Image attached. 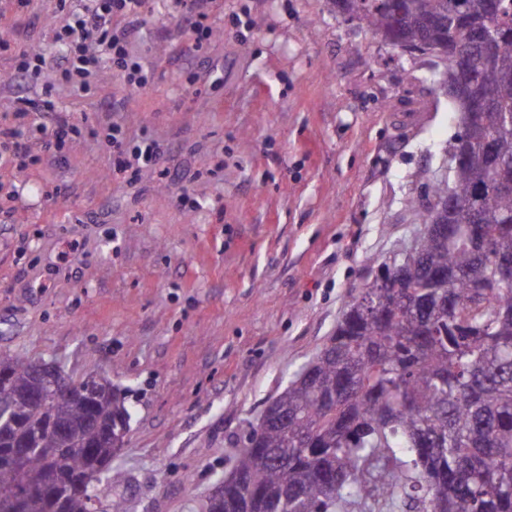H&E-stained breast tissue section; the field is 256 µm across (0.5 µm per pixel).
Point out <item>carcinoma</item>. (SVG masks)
Here are the masks:
<instances>
[{"mask_svg":"<svg viewBox=\"0 0 512 512\" xmlns=\"http://www.w3.org/2000/svg\"><path fill=\"white\" fill-rule=\"evenodd\" d=\"M342 2L389 42L459 50L463 81L451 181L429 189L411 255L385 262L347 302L323 349L279 394L234 456L205 512H347L355 500L407 512H512V9L500 0ZM484 113L480 125L466 121ZM0 512H89L60 473L90 491L122 481L112 458L129 431L125 395L93 381L92 405L61 395L18 403L36 378L0 355ZM31 449L23 473L3 461ZM40 493L24 494L25 487Z\"/></svg>","mask_w":512,"mask_h":512,"instance_id":"1","label":"carcinoma"}]
</instances>
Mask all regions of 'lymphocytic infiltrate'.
<instances>
[{
  "label": "lymphocytic infiltrate",
  "instance_id": "1",
  "mask_svg": "<svg viewBox=\"0 0 512 512\" xmlns=\"http://www.w3.org/2000/svg\"><path fill=\"white\" fill-rule=\"evenodd\" d=\"M148 4L149 0H89L87 6L70 11L63 25L53 30L58 43L65 45L66 50L60 62L51 66L42 54L19 47L14 38L0 37V51L11 52L19 59L13 82L20 86L30 82L42 84L46 97L39 109L57 115L51 133L44 136L45 151L59 153L66 140L78 132L67 117L58 113L59 105L52 96L56 87L71 86L90 93L95 75L107 67L118 70L130 87L139 88L149 82L150 72L129 50L135 25L146 14ZM117 17L125 20V27L113 26L112 21ZM16 101V124L0 129V158L8 157L22 167L32 158L31 127L27 122L25 97L17 96ZM109 142L118 171H128L135 164L151 167L157 164L160 155L157 143L130 141L119 124H111Z\"/></svg>",
  "mask_w": 512,
  "mask_h": 512
}]
</instances>
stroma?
Returning <instances> with one entry per match:
<instances>
[{
  "instance_id": "1",
  "label": "stroma",
  "mask_w": 512,
  "mask_h": 512,
  "mask_svg": "<svg viewBox=\"0 0 512 512\" xmlns=\"http://www.w3.org/2000/svg\"><path fill=\"white\" fill-rule=\"evenodd\" d=\"M80 5L0 0V31L53 63L49 25ZM200 7L214 36L198 45L177 0H150L130 45L149 84L106 68L97 93L57 88L82 136L55 159L33 140L27 169L0 164V354L125 389V482L101 501L126 512H203L248 424L418 232L420 173L447 177L461 130L441 60L327 0ZM112 122L157 141L159 167L113 173Z\"/></svg>"
}]
</instances>
